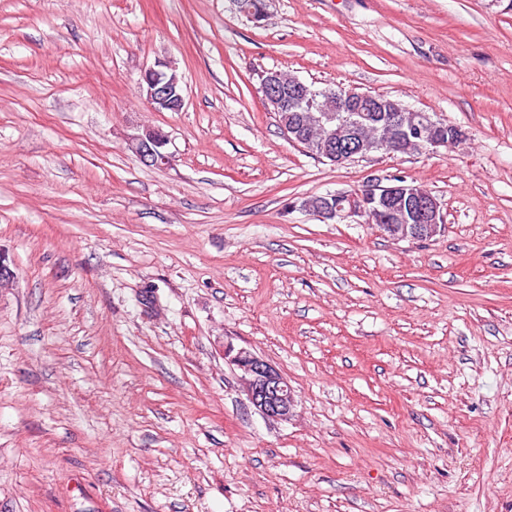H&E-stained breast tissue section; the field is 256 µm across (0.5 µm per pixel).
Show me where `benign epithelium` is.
<instances>
[{
  "mask_svg": "<svg viewBox=\"0 0 512 512\" xmlns=\"http://www.w3.org/2000/svg\"><path fill=\"white\" fill-rule=\"evenodd\" d=\"M169 66L171 62L158 60L144 70L140 89L150 104L163 105L178 112L184 105V93L174 91L170 83L164 81L163 71ZM277 83L279 77L276 72L264 78V98L276 106H284L286 101L273 94ZM334 95L344 116L336 121V132L327 133L317 146L338 165L367 150L379 152L385 148L407 154L418 148L423 152H436L448 147L449 138L462 139L465 136L456 126L444 127L443 119L435 114L404 106L385 116L387 129L368 142L363 138L362 130L372 117L357 105L363 103L371 109L378 99L355 87H341ZM128 145L151 166L162 167L170 162L168 147L155 148L150 127L131 134ZM315 214L322 219L343 216L359 218L364 223L374 220L381 232L401 241H417L427 228H433L437 233L445 230L443 208L438 198L401 177L388 185L374 182L363 192L357 189L328 192L324 194V201L317 204ZM224 359L239 371L242 390L259 413L280 421L294 415L296 400L293 389L276 367L250 349L237 348L230 342L224 343Z\"/></svg>",
  "mask_w": 512,
  "mask_h": 512,
  "instance_id": "benign-epithelium-1",
  "label": "benign epithelium"
}]
</instances>
